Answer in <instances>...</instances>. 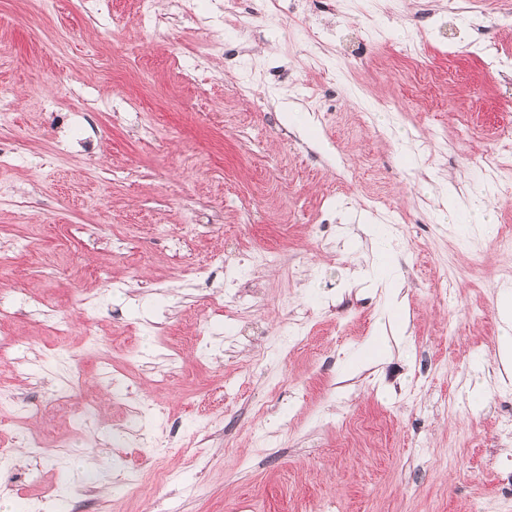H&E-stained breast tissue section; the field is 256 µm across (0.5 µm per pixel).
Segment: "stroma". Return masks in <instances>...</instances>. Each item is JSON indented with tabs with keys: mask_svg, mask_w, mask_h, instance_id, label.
<instances>
[{
	"mask_svg": "<svg viewBox=\"0 0 512 512\" xmlns=\"http://www.w3.org/2000/svg\"><path fill=\"white\" fill-rule=\"evenodd\" d=\"M188 2L0 0V382L103 399L14 446L0 512H512V193L472 161L512 166V0Z\"/></svg>",
	"mask_w": 512,
	"mask_h": 512,
	"instance_id": "obj_1",
	"label": "stroma"
}]
</instances>
